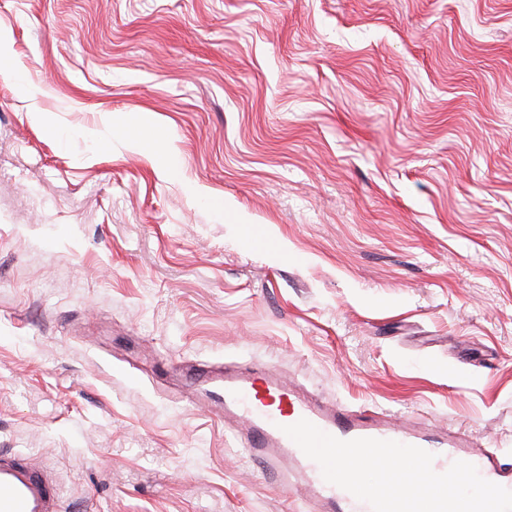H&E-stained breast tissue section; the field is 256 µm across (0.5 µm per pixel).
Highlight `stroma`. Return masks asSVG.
<instances>
[{
	"mask_svg": "<svg viewBox=\"0 0 512 512\" xmlns=\"http://www.w3.org/2000/svg\"><path fill=\"white\" fill-rule=\"evenodd\" d=\"M0 38V448L66 512H311L206 364L512 466V0H0Z\"/></svg>",
	"mask_w": 512,
	"mask_h": 512,
	"instance_id": "obj_1",
	"label": "stroma"
}]
</instances>
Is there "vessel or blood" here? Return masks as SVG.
Masks as SVG:
<instances>
[{
    "label": "vessel or blood",
    "mask_w": 512,
    "mask_h": 512,
    "mask_svg": "<svg viewBox=\"0 0 512 512\" xmlns=\"http://www.w3.org/2000/svg\"><path fill=\"white\" fill-rule=\"evenodd\" d=\"M204 379L211 387L207 410H221L225 419L243 425L237 440L267 474L281 476L289 466L303 473L304 490L316 512H372V508L326 482L319 465L285 434V426L302 419L341 440L375 438L419 447L433 454L432 468L438 473L464 461L473 464L483 479L512 486V473L492 453L473 451L465 433L437 437L412 424H396L375 407L324 405L300 396L271 374L241 378L208 373ZM0 512H64L58 476L29 457L0 453Z\"/></svg>",
    "instance_id": "b4317fda"
}]
</instances>
